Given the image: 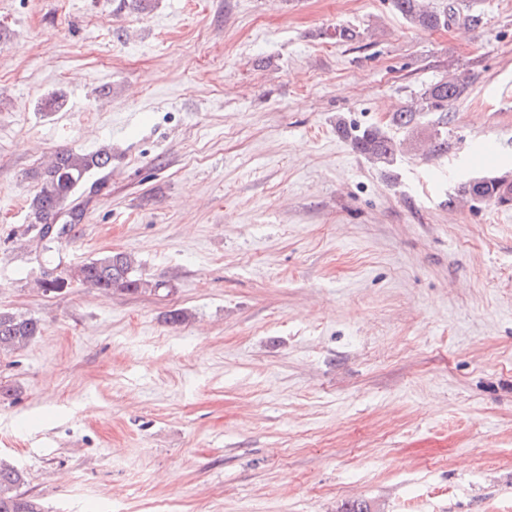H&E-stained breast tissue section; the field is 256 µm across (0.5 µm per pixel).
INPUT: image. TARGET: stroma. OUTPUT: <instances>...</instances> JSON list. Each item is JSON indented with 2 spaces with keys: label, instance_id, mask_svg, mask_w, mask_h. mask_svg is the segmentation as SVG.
Instances as JSON below:
<instances>
[{
  "label": "stroma",
  "instance_id": "1",
  "mask_svg": "<svg viewBox=\"0 0 512 512\" xmlns=\"http://www.w3.org/2000/svg\"><path fill=\"white\" fill-rule=\"evenodd\" d=\"M450 3L0 0V309L43 325L0 356V457L44 512H512V205L459 194L512 176V0ZM455 71L418 133L448 153L406 145L394 112ZM103 147L62 262L125 252L169 295L35 287L33 174ZM424 0H392L393 6L411 25L434 30L448 26V11L431 10L423 5ZM338 130L350 139L358 154L382 166L392 165L401 149V143L379 126L355 128L339 121Z\"/></svg>",
  "mask_w": 512,
  "mask_h": 512
}]
</instances>
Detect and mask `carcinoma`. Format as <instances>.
Instances as JSON below:
<instances>
[{
    "label": "carcinoma",
    "mask_w": 512,
    "mask_h": 512,
    "mask_svg": "<svg viewBox=\"0 0 512 512\" xmlns=\"http://www.w3.org/2000/svg\"><path fill=\"white\" fill-rule=\"evenodd\" d=\"M393 6L411 25L434 30L448 26V11L431 10L423 0H392ZM473 77L468 72H454L429 85L420 101L393 115L394 126L408 133L420 126L425 112H446L470 91ZM338 130L349 138L353 149L366 159L390 166L400 152L401 143L379 126L355 128L341 121ZM112 153L104 148L97 153H82L70 148L59 149L39 172L37 190L29 204L30 223L39 226L40 239H46L60 214L70 213L69 222L79 221L84 209L74 204V195L96 171L105 169ZM461 195L474 203L512 201V182L497 177L471 179L461 187ZM44 293L63 294L78 285L101 292L127 295L159 294L169 289L165 280L143 276L131 256L122 252L87 259L62 277L46 274L38 281ZM41 322L11 311L0 310V355L26 347L41 335ZM25 475L16 465L0 458V512H40L38 503L24 490Z\"/></svg>",
    "instance_id": "cac0c4a2"
}]
</instances>
